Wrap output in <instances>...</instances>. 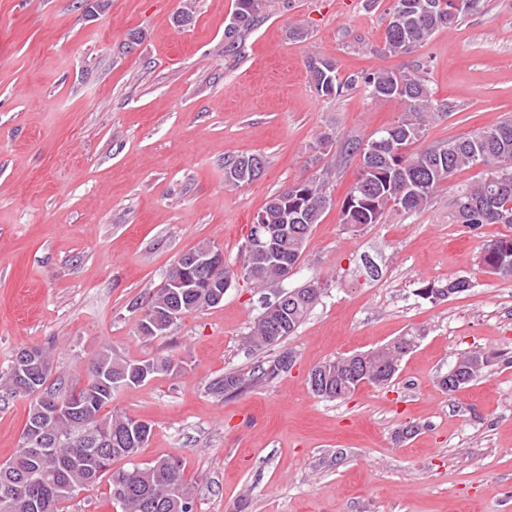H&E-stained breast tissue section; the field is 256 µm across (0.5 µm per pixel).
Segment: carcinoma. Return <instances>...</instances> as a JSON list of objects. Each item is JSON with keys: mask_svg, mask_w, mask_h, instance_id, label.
<instances>
[{"mask_svg": "<svg viewBox=\"0 0 512 512\" xmlns=\"http://www.w3.org/2000/svg\"><path fill=\"white\" fill-rule=\"evenodd\" d=\"M264 0H235V8L224 37L235 48L238 35L255 25ZM425 0H393L389 10L382 55L413 52L428 43L436 33L456 26L466 15L478 10L483 0H445L447 11L438 17L423 12ZM311 83L321 97L338 95L342 90L363 84L373 99L395 98L404 113L392 124L377 130L367 140L347 143L345 152L360 154L358 176L341 204V223L353 231L381 223L391 209L417 211L426 208L437 192L455 173L476 165L488 169L483 180L464 187L455 200L452 220L477 231L486 224L512 225V178L505 187L495 179L512 175V120H504L472 135L452 138L415 151L412 146L424 136L429 121L449 112L432 99L428 80L422 75H405L375 69L345 79L329 59L308 60ZM257 154L242 152L224 161V182L242 186L258 179L264 167H253ZM325 176L298 179L272 196L261 211L275 229L270 247L264 251L241 253V269L249 279L264 288L284 280L285 268L293 269L305 258L309 238L316 224L332 205ZM482 263L512 267V237H495L481 247ZM185 265L176 261L164 285L146 301L135 304L140 311L137 331L146 339L167 335L183 315L218 305L217 297L231 286L238 273L222 265L209 272L200 288H175ZM318 280L280 292L277 302L263 308L246 334L253 349L275 345L292 335L302 324L319 297L313 293ZM469 290L468 280L449 278L428 282L418 296L430 301L444 300ZM419 337L408 333L388 344L362 353L365 378L375 386L392 380L405 356L404 348ZM480 364L465 371L467 378L459 389L469 387L492 362V354L472 350L460 360L471 367V356ZM288 352L255 366L249 374L226 373L210 383L208 390L223 398H235L250 386L269 382L288 372ZM182 368L174 355L128 360L110 347L102 348L89 363L84 377L67 385L48 383L51 356L48 350H18L11 360L3 383L8 397H33L18 452L0 464V512H63L62 504L79 491H91L102 480L109 486L115 480L125 483L124 497L112 501L120 512H193L194 495L184 477L182 460L168 455L151 462L137 463L141 448L148 442L153 425L123 412H104L115 394L145 384L155 377ZM310 375L318 377L314 395L343 400L357 390V379L347 367L336 368L330 360L315 366ZM126 460L130 467L113 468Z\"/></svg>", "mask_w": 512, "mask_h": 512, "instance_id": "carcinoma-1", "label": "carcinoma"}]
</instances>
